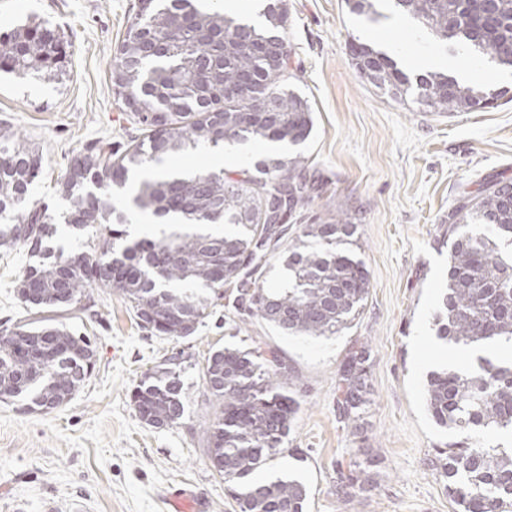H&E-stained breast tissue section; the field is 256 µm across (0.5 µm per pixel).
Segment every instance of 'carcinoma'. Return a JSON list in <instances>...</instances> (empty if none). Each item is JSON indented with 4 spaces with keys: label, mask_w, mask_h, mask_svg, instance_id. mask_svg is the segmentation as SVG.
<instances>
[{
    "label": "carcinoma",
    "mask_w": 512,
    "mask_h": 512,
    "mask_svg": "<svg viewBox=\"0 0 512 512\" xmlns=\"http://www.w3.org/2000/svg\"><path fill=\"white\" fill-rule=\"evenodd\" d=\"M395 9L416 20L440 40L468 43L480 54L512 68V0H392ZM349 11L371 19L376 0H345ZM286 0L267 4L260 26L224 13L207 0H151L128 27H145L164 38L165 54L146 56L137 39H124L111 75L125 76L115 87L158 102L178 94L181 110L164 119L134 113L141 134L122 152L99 139L85 149V174L68 175L62 195L65 223L91 229L90 252H65L52 245L56 228L40 208H28L29 188L39 177L41 159L8 128L0 129V214L14 210L17 223L0 225V247L28 246L33 263L17 280L27 305L57 310L92 299L96 288L110 290L129 304L137 324L153 336L186 337L210 316L209 300L260 318L285 334L334 336L363 308L370 275L343 245L354 241L358 225L346 217L307 224L281 255L285 280L274 288L258 281L268 255L288 238L289 225L269 223L274 198L297 188V203L310 199L312 186L300 156L270 154L254 172L238 179L224 171L187 174L178 169L147 176L133 189L135 207L184 226L156 241L128 240L126 218L114 213L108 190L124 186L132 170L202 145L226 139L299 143L313 127L305 98L283 90L288 58L267 61L254 46L279 38L286 27ZM60 34L36 26L0 37V65L35 77L57 64ZM357 73L374 69L369 82L405 102L410 76L388 55L358 39L349 44ZM432 112H474L488 107L491 93L463 85L444 72L416 77ZM275 94V111L264 112L265 96ZM97 191L88 188V184ZM448 272L434 313L438 339L453 346L488 347L512 343V202L497 188L464 196L448 214ZM92 351L84 337L45 324L0 330V396L24 398L29 406L57 407L90 377L80 356ZM370 348L363 344L338 370L336 407L344 427L360 428L367 402ZM183 353L145 373L131 391L140 422L162 428L184 413L181 398ZM291 369L277 352L224 348L211 353L202 371V404L212 410L205 432L211 467L228 483L238 512H305L308 489L288 477L253 480L251 475L283 453L300 402L290 392ZM423 396L437 425L462 435L448 442V456L437 467L448 479L454 512H512V448L490 444L493 434L512 435V361L478 357L468 370L430 371ZM372 483V475L352 468L340 476L336 492L351 502Z\"/></svg>",
    "instance_id": "1"
}]
</instances>
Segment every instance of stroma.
<instances>
[{
    "mask_svg": "<svg viewBox=\"0 0 512 512\" xmlns=\"http://www.w3.org/2000/svg\"><path fill=\"white\" fill-rule=\"evenodd\" d=\"M286 89L308 100L313 129L302 143L248 142L236 155L200 147L175 157L177 168L220 170L239 178L265 153L303 156L312 200L294 217L310 224L342 214L358 224L353 252L370 274L369 295L349 328L328 338L282 333L258 318L216 306L186 338L150 337L117 294L95 290L91 310L51 313L27 308L14 281L30 261L23 245L0 248V324L52 319L95 344L96 368L70 402L28 410L0 401V512H168L167 494L189 490L209 512H235L222 476L209 465L202 405V369L216 349L261 346L279 352L293 371L301 407L286 450L255 473L285 475L309 488L306 512H453L446 478L433 461L453 436L436 425L423 401L435 367L468 368L436 338L433 314L448 271L444 232L462 195L512 181V74L476 60L468 46L424 34L439 56L436 70L497 92L493 107L452 114L401 104L361 78L349 63L351 38L371 41L397 63L412 18L380 0L378 20L349 12L344 0H287ZM139 0H0V34L30 19L48 21L64 38L62 73L19 78L0 72V122L38 150L43 172L29 204L47 209L67 251H90L86 232L64 224L60 188L72 158L99 139L123 148L138 132L118 101L111 62ZM371 349L370 394L361 429L351 434L336 411V372L351 349ZM182 352L183 418L144 426L130 393L150 369ZM357 464L377 485L345 502L336 494L339 468Z\"/></svg>",
    "mask_w": 512,
    "mask_h": 512,
    "instance_id": "stroma-1",
    "label": "stroma"
}]
</instances>
